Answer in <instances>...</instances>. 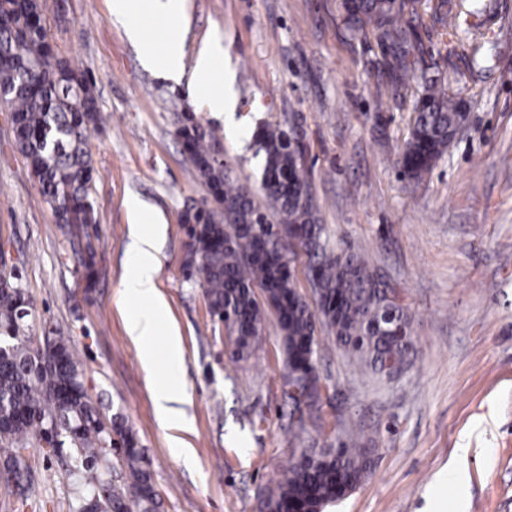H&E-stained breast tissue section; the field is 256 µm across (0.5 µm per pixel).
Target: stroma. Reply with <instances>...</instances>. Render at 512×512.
<instances>
[{
  "label": "stroma",
  "instance_id": "35a3bbf8",
  "mask_svg": "<svg viewBox=\"0 0 512 512\" xmlns=\"http://www.w3.org/2000/svg\"><path fill=\"white\" fill-rule=\"evenodd\" d=\"M458 31L448 90L467 119L420 182L395 160L410 135L414 92L378 105L384 62L374 36L344 24L345 0H186L182 17L144 19L174 33L193 67L217 38L232 77L234 135L190 93L144 67L109 0H48L46 24L59 57L91 83L101 116L87 142L90 198L99 222L95 254L82 264L64 235L0 107V245L28 301L31 346L70 337L102 420L130 427L158 494V512H259L294 450L353 433L367 438L371 466L324 512H512V0H485ZM480 46L484 62L472 60ZM215 128L233 178L261 190L262 161L246 144L258 120L298 133L306 178L332 242L359 244L394 287L416 339L403 372L358 371L325 333L317 370L329 387L297 412L288 398L281 334L268 318L260 349L233 360L224 325L203 288L186 277V206L208 199L176 130L183 108ZM143 201L165 225L157 288L183 343L180 374L188 420L165 426L154 382L128 336L123 294L133 217ZM15 482L0 472V512H78L72 453L34 443Z\"/></svg>",
  "mask_w": 512,
  "mask_h": 512
}]
</instances>
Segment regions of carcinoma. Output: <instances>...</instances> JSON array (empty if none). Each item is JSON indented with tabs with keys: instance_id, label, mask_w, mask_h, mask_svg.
<instances>
[{
	"instance_id": "obj_1",
	"label": "carcinoma",
	"mask_w": 512,
	"mask_h": 512,
	"mask_svg": "<svg viewBox=\"0 0 512 512\" xmlns=\"http://www.w3.org/2000/svg\"><path fill=\"white\" fill-rule=\"evenodd\" d=\"M465 0H437L433 24L459 27ZM47 0H0V104L13 116L17 151L42 186L56 223L85 239L98 223L89 200L92 161L87 140L99 121L97 100L83 73L57 57L45 28ZM347 25L360 35L372 27L384 50L381 73L387 97L403 95L415 81L411 136L398 153L401 175L418 181L447 151L462 118V102L448 92V68L457 45L428 56L421 32L427 25L410 0H352ZM177 134L214 206H191L181 214L191 240L184 265L204 288L212 316L224 322L232 356L244 360L261 345L267 313L274 314L282 338L288 377L297 381L314 369L317 330L350 356L363 373L384 375L413 346L403 307L391 305L388 284L371 270L368 258L349 246L336 252L326 225L319 223L305 175V145L277 124L261 123L251 136L263 157V204L237 184L214 155L217 134L192 112L180 118ZM308 256L317 299L310 304L297 290V251ZM263 299H258V296ZM26 297L14 275L0 280V455L5 471L21 477L22 451L60 430L75 453L77 476L87 496L82 512H156L157 491L141 452L125 427L100 425L84 385V372L68 337L53 340L54 359L43 361L24 332ZM117 436L130 480L121 490L103 479L106 444ZM369 468L362 437L349 436L333 448H304L288 461L262 501V512H300L326 506L343 489L357 485Z\"/></svg>"
}]
</instances>
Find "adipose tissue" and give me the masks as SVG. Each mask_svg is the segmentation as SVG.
Segmentation results:
<instances>
[{
    "instance_id": "1",
    "label": "adipose tissue",
    "mask_w": 512,
    "mask_h": 512,
    "mask_svg": "<svg viewBox=\"0 0 512 512\" xmlns=\"http://www.w3.org/2000/svg\"><path fill=\"white\" fill-rule=\"evenodd\" d=\"M128 35L134 43L143 46V61L153 72L166 78L186 80L192 90L210 88L211 93L207 98L209 109L214 112L232 111L233 104L226 94V87L217 81L218 73L224 67V52L219 44H204L197 53L192 71L188 72L182 66L183 49L178 37H169L161 45L152 46L148 43L145 29L139 25L130 26ZM128 206L135 224L128 250L125 292L138 300L139 305L127 314L126 328L129 336L140 348L144 369L150 371L156 364L155 336L168 313L167 304L156 285V245L163 230L158 222H145L141 201L130 200ZM166 355L170 377L166 383L156 388L154 400L163 422L173 426L176 425L179 415L177 405L185 397V391L178 382L183 346L177 333L169 334Z\"/></svg>"
}]
</instances>
